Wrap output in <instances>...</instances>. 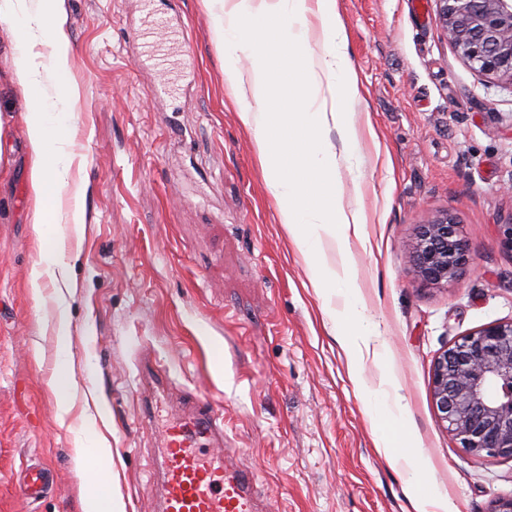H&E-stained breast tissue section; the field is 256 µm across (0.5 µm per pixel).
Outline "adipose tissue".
I'll list each match as a JSON object with an SVG mask.
<instances>
[{"instance_id":"1","label":"adipose tissue","mask_w":512,"mask_h":512,"mask_svg":"<svg viewBox=\"0 0 512 512\" xmlns=\"http://www.w3.org/2000/svg\"><path fill=\"white\" fill-rule=\"evenodd\" d=\"M58 0H0V20L20 25L24 38L19 46L22 64L17 77L26 99L28 140L33 162L30 182L37 200L33 230L38 241V259L30 274L34 297H41L44 281L66 282L63 223L83 221L81 203L63 214L60 193L74 160L69 135L68 105L52 101L47 83L61 73L66 59L56 36ZM215 31L224 45V83L239 105L238 117L256 141L266 188L273 198L288 235L303 255L308 277L321 299V312L332 325L345 316L363 317L359 286L351 258L340 268L329 265L326 243L346 247L351 238L362 237L366 215L363 209L345 205L339 192L340 164L351 160L358 146V131L349 110L360 99L356 74L348 63V41L336 25L337 0H205ZM322 30L323 56L313 59L305 49L315 30ZM43 43L50 56L35 49ZM252 58L250 70L239 66L240 53ZM302 59L308 85H327L330 100L290 93L288 98L271 92L273 74L269 57ZM342 294L344 313H337L329 300ZM59 316L54 325L58 342L57 416L66 419L69 397L78 382L71 368L70 322L65 316L67 300L55 295ZM74 468L81 479L82 512H125L121 498L108 485L112 470L109 444L98 438L96 420L87 417L74 433Z\"/></svg>"}]
</instances>
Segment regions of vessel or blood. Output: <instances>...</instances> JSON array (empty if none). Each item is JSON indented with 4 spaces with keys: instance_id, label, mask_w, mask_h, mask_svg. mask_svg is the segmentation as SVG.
Returning <instances> with one entry per match:
<instances>
[{
    "instance_id": "obj_1",
    "label": "vessel or blood",
    "mask_w": 512,
    "mask_h": 512,
    "mask_svg": "<svg viewBox=\"0 0 512 512\" xmlns=\"http://www.w3.org/2000/svg\"><path fill=\"white\" fill-rule=\"evenodd\" d=\"M164 383L150 362H143L137 391L143 421ZM155 465L161 494L157 512H260L252 475L233 465L224 439V413L197 398L181 407L160 433ZM47 469L29 474L19 484L23 497L42 494L49 483Z\"/></svg>"
}]
</instances>
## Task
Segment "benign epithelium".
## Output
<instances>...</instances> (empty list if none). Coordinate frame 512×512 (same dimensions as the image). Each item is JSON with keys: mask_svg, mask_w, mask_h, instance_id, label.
<instances>
[{"mask_svg": "<svg viewBox=\"0 0 512 512\" xmlns=\"http://www.w3.org/2000/svg\"><path fill=\"white\" fill-rule=\"evenodd\" d=\"M437 22L478 73L512 84V0H436ZM411 263L427 285L461 277L470 263L449 214L419 225ZM433 398L441 422L475 457L512 458V321L473 331L434 361Z\"/></svg>", "mask_w": 512, "mask_h": 512, "instance_id": "benign-epithelium-1", "label": "benign epithelium"}]
</instances>
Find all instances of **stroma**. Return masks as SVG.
Instances as JSON below:
<instances>
[{
	"label": "stroma",
	"mask_w": 512,
	"mask_h": 512,
	"mask_svg": "<svg viewBox=\"0 0 512 512\" xmlns=\"http://www.w3.org/2000/svg\"><path fill=\"white\" fill-rule=\"evenodd\" d=\"M180 30L163 47L138 39L141 0H59L72 95L71 140L85 186L71 243L68 319L79 389L57 417L55 287L30 293L38 256L34 195L16 71L18 33L0 22V512H81L73 433L86 415L112 448V491L125 512H154L158 432L134 392L143 358L171 382L156 413L181 398L224 411V436L258 481L266 512H410L408 489L439 487L453 512H490L512 496V458L478 461L441 423L437 356L491 322L512 320V84L485 77L448 44L436 0H338L362 99L351 105L359 155L343 174L362 204L351 239L362 299L384 350L365 359L370 389L390 378L400 423L370 414L344 346L268 194L253 134L224 84V49L203 0H155ZM168 74L162 100L151 89ZM459 223L473 258L444 285L410 263L419 225ZM424 451L426 474L392 469L376 434ZM53 487L27 501L29 465Z\"/></svg>",
	"instance_id": "obj_1"
}]
</instances>
